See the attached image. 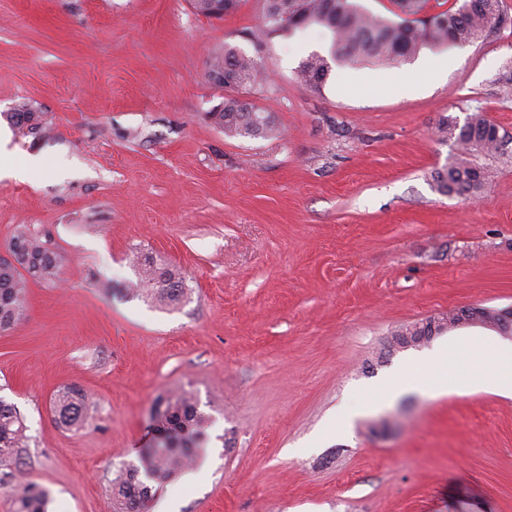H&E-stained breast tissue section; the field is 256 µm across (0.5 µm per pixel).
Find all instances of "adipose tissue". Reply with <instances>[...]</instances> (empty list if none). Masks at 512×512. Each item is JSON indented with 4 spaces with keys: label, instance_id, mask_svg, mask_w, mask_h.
Segmentation results:
<instances>
[{
    "label": "adipose tissue",
    "instance_id": "obj_1",
    "mask_svg": "<svg viewBox=\"0 0 512 512\" xmlns=\"http://www.w3.org/2000/svg\"><path fill=\"white\" fill-rule=\"evenodd\" d=\"M484 364L475 369L454 366V350L443 347L411 361L407 372L412 383L429 377L452 374L457 389L481 388L492 393L512 397V344L494 343L478 346Z\"/></svg>",
    "mask_w": 512,
    "mask_h": 512
}]
</instances>
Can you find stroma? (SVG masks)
<instances>
[{
	"label": "stroma",
	"instance_id": "35a3bbf8",
	"mask_svg": "<svg viewBox=\"0 0 512 512\" xmlns=\"http://www.w3.org/2000/svg\"><path fill=\"white\" fill-rule=\"evenodd\" d=\"M262 11L0 0V125L17 165L43 159L0 180V252L25 232L59 261L57 279L28 282L27 319L0 332V399L28 427L18 466L52 512H114V470L136 459L156 399L184 389L209 443L148 512H512V398L446 379L335 426L417 355L393 345L401 327L512 309V0L485 39L335 61L319 93L297 70L330 56L328 30L271 31ZM228 45L265 74L243 96L274 136L215 123L233 92L208 63ZM477 110L508 144L473 156L480 197L441 194L433 174L458 151L434 128ZM15 112L43 114L46 131L12 125ZM146 255L180 270L185 301L130 291ZM501 339L472 322L431 344L468 368L473 345ZM71 386L86 395L76 428L52 412Z\"/></svg>",
	"mask_w": 512,
	"mask_h": 512
}]
</instances>
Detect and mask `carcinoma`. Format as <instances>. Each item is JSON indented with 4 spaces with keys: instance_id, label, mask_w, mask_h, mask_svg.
Segmentation results:
<instances>
[{
    "instance_id": "cac0c4a2",
    "label": "carcinoma",
    "mask_w": 512,
    "mask_h": 512,
    "mask_svg": "<svg viewBox=\"0 0 512 512\" xmlns=\"http://www.w3.org/2000/svg\"><path fill=\"white\" fill-rule=\"evenodd\" d=\"M264 26L273 30L316 24L332 35V55L336 60L358 62L385 60L400 62L415 56L424 47L463 45L485 38L501 21V0H464L470 5L421 16L427 0H396L402 22L366 12L355 0H265ZM211 66L224 70V87L245 89L260 76L253 58L234 47L215 54ZM331 71L328 58L313 53L300 65L298 78L306 88L318 92ZM215 122L228 137L266 138L274 133L270 116L252 103L236 97L224 100V108L213 113ZM440 141H450L462 155L493 153L506 145L498 125L476 111L464 122L445 116L436 126ZM437 190L446 195H480L486 185L484 169L467 161H457L434 172ZM13 260L0 262V332L7 331L27 317V279L52 281L59 271L58 256L45 241L21 233L8 245ZM145 289L161 304L174 305L186 294V285L175 267L158 264L146 257L138 264V278L132 289ZM85 395L70 387L53 401L56 420L67 427L81 424ZM208 417L199 411L188 391L161 396L152 409L150 439L138 452V464L115 471L111 480L117 512H144L153 491L163 487L179 472L196 461V452L206 447ZM23 417L0 399V466L14 465L29 436ZM9 485L13 512H49V492L21 480L14 472L0 478Z\"/></svg>"
}]
</instances>
